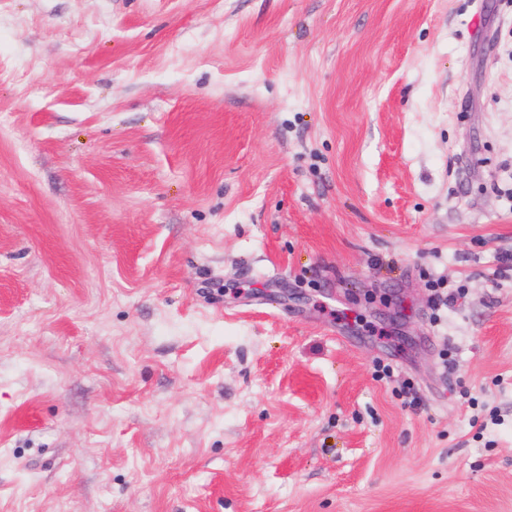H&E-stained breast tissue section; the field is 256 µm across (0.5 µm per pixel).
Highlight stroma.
I'll return each mask as SVG.
<instances>
[{"label": "stroma", "mask_w": 512, "mask_h": 512, "mask_svg": "<svg viewBox=\"0 0 512 512\" xmlns=\"http://www.w3.org/2000/svg\"><path fill=\"white\" fill-rule=\"evenodd\" d=\"M0 512H512V0H0Z\"/></svg>", "instance_id": "stroma-1"}]
</instances>
